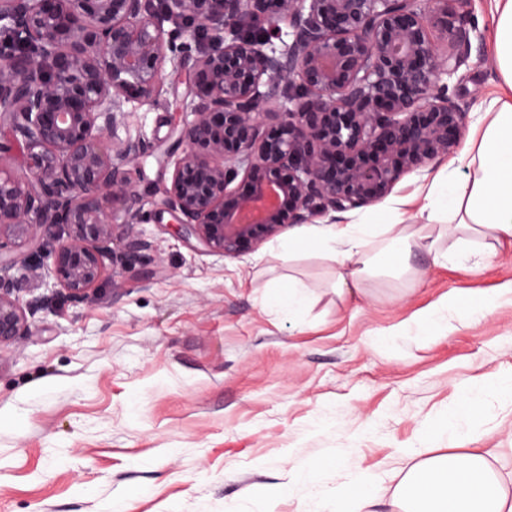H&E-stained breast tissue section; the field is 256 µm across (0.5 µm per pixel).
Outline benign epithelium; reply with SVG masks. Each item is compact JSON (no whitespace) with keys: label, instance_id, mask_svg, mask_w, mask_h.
I'll list each match as a JSON object with an SVG mask.
<instances>
[{"label":"benign epithelium","instance_id":"7a95c632","mask_svg":"<svg viewBox=\"0 0 512 512\" xmlns=\"http://www.w3.org/2000/svg\"><path fill=\"white\" fill-rule=\"evenodd\" d=\"M469 2L0 0V346L29 331L22 289L85 301L114 278L111 244L143 219L134 171L153 151L115 131L127 104L160 100L168 63L184 69L193 119L172 109L160 212L239 257L383 202L459 146ZM40 230L51 262L26 267Z\"/></svg>","mask_w":512,"mask_h":512}]
</instances>
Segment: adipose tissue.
Returning a JSON list of instances; mask_svg holds the SVG:
<instances>
[{"label": "adipose tissue", "mask_w": 512, "mask_h": 512, "mask_svg": "<svg viewBox=\"0 0 512 512\" xmlns=\"http://www.w3.org/2000/svg\"><path fill=\"white\" fill-rule=\"evenodd\" d=\"M494 57L507 97L491 100L476 121L464 153L468 173L440 170L424 195L420 218L405 222L398 208L378 211L370 221L339 217L314 235L289 234V254L320 253L336 263L334 291L351 298L368 276L407 273L413 250L422 248L438 259L490 256L512 248V0H497L491 28ZM378 251H371L370 241ZM425 493H418V483ZM342 512H376L390 504L395 512H450L461 503L465 512H512V473L494 469L478 448L463 453L430 455L414 464L397 484L391 501L357 479L342 489Z\"/></svg>", "instance_id": "obj_1"}]
</instances>
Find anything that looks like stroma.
<instances>
[{"instance_id":"1","label":"stroma","mask_w":512,"mask_h":512,"mask_svg":"<svg viewBox=\"0 0 512 512\" xmlns=\"http://www.w3.org/2000/svg\"><path fill=\"white\" fill-rule=\"evenodd\" d=\"M478 22L460 92L471 112L502 96L490 48L495 0ZM166 102L129 105L119 137L157 150L136 180L143 223L114 282L91 302L22 290L30 333L0 347V512H336L355 477L389 484L432 428L433 452L466 438L512 471V405L484 387L512 381V249L490 258L412 259L413 280L372 278L339 303L336 263L289 256L287 234L254 252L196 250L160 215L172 136ZM314 284L297 314L268 307L281 279ZM493 298L485 317L422 338L415 325L451 296ZM469 411H459L460 403ZM316 470L289 483V468Z\"/></svg>"}]
</instances>
